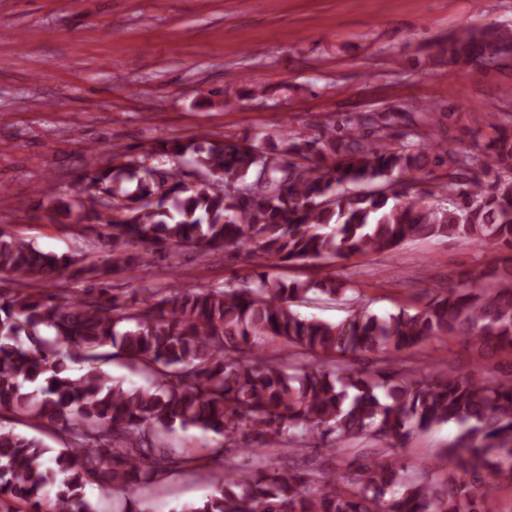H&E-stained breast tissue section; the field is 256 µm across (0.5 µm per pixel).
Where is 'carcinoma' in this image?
Listing matches in <instances>:
<instances>
[{
    "instance_id": "carcinoma-1",
    "label": "carcinoma",
    "mask_w": 512,
    "mask_h": 512,
    "mask_svg": "<svg viewBox=\"0 0 512 512\" xmlns=\"http://www.w3.org/2000/svg\"><path fill=\"white\" fill-rule=\"evenodd\" d=\"M512 31L487 25L448 38V61L480 76ZM497 136L484 148L430 141L412 112H355L311 135L160 140L140 156L112 147L75 188H48L38 206L80 224H107L112 251L44 252L0 231V416L30 415L64 435L63 447L0 428V512H98L95 481L134 494L173 468L204 471L202 457L175 454L159 435L175 427L221 438L224 481L181 512H485L512 485V373L481 364L425 374L408 354L430 338H462L478 358L512 356V126L491 114ZM176 156L209 183L188 184L154 155ZM433 167L448 181L414 188L407 177ZM454 236L490 251L421 307L379 316L356 290L326 276L283 280L269 269L388 254L407 240ZM229 249L267 260L244 285L159 289L130 303L100 295H50L31 282L99 281L152 263L170 248ZM340 302L348 316L306 318L293 304ZM277 342L286 355L270 356ZM375 353L377 366L353 358ZM152 375L126 387L103 366L116 357ZM452 422L460 433L436 479L399 453L415 433ZM250 435L251 474L232 461ZM370 435L386 447L353 451ZM325 443L344 469L303 467L296 455ZM288 448V466L271 448Z\"/></svg>"
}]
</instances>
